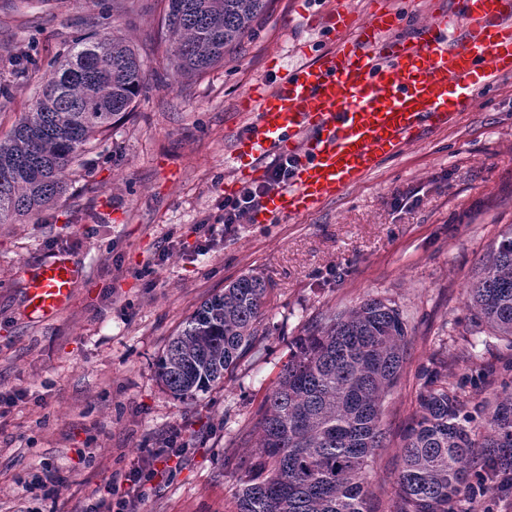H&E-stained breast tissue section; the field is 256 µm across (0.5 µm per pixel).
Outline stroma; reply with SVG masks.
Listing matches in <instances>:
<instances>
[{
  "instance_id": "stroma-1",
  "label": "stroma",
  "mask_w": 512,
  "mask_h": 512,
  "mask_svg": "<svg viewBox=\"0 0 512 512\" xmlns=\"http://www.w3.org/2000/svg\"><path fill=\"white\" fill-rule=\"evenodd\" d=\"M0 0V138L45 81L14 59H50L76 32L109 28L143 63L148 89L107 139L74 163L68 190L20 224H0V512L24 506L20 483L42 464L65 481L44 512H78L111 474L176 437L181 466L162 470L143 512H236L240 466L263 397L288 344L333 314L380 298L407 326L406 362L386 396L385 446L370 478L374 512H394L406 428L426 371L449 385L497 368L512 382V350L473 332L467 291L512 226V79L481 92L448 128L430 132L312 215L242 223L199 247L231 176L242 100L281 69L330 50L324 0H269L223 64L181 76L163 58L164 0ZM69 250L82 270L71 305L32 319L24 267ZM266 293L251 348L208 392L178 398L155 372L179 324L244 273ZM92 449L94 462L82 458Z\"/></svg>"
}]
</instances>
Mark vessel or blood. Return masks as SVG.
<instances>
[{
	"label": "vessel or blood",
	"mask_w": 512,
	"mask_h": 512,
	"mask_svg": "<svg viewBox=\"0 0 512 512\" xmlns=\"http://www.w3.org/2000/svg\"><path fill=\"white\" fill-rule=\"evenodd\" d=\"M328 20L331 50L284 69L273 88L256 86L244 100L252 119L234 139L235 179L225 191L258 176L266 153L294 160L287 188L267 196L252 223L315 212L512 77V0H461L412 37L397 36L402 18L388 8L361 22L348 0H330ZM79 274L64 252L26 271L30 314L46 320L64 310Z\"/></svg>",
	"instance_id": "vessel-or-blood-1"
}]
</instances>
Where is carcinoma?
Returning a JSON list of instances; mask_svg holds the SVG:
<instances>
[{
  "label": "carcinoma",
  "mask_w": 512,
  "mask_h": 512,
  "mask_svg": "<svg viewBox=\"0 0 512 512\" xmlns=\"http://www.w3.org/2000/svg\"><path fill=\"white\" fill-rule=\"evenodd\" d=\"M169 65L199 75L224 61L268 0H165ZM29 111L0 140V224H16L65 192L64 176L146 88L141 61L108 32H80L46 64ZM266 288L252 273L205 300L156 362L181 398L207 392L250 348ZM473 323L512 348V230L469 288ZM398 308L369 299L288 344L278 382L258 409V450L243 467L237 512H372L369 481L384 397L406 360ZM512 468V386L473 406L434 375L404 437L396 512H470Z\"/></svg>",
  "instance_id": "1"
}]
</instances>
